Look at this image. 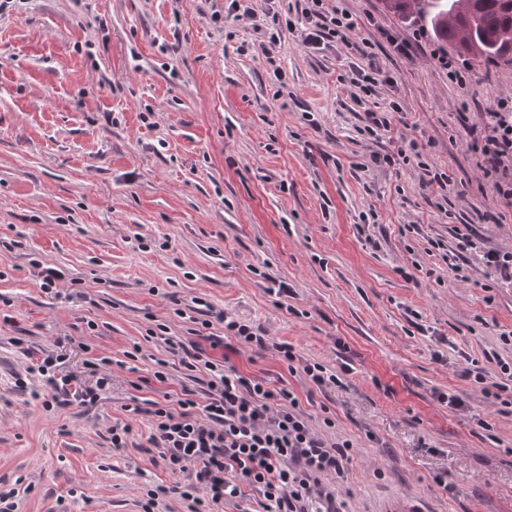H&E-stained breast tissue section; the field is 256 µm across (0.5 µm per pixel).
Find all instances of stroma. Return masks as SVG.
<instances>
[{
    "mask_svg": "<svg viewBox=\"0 0 512 512\" xmlns=\"http://www.w3.org/2000/svg\"><path fill=\"white\" fill-rule=\"evenodd\" d=\"M229 3L15 0L0 13V486L24 485L18 512H139L159 486L160 512H187L189 475L144 441L152 404L188 380L148 334L163 323L188 342L208 321L218 335L221 312L301 359L348 364L320 390L273 351L229 353L352 441L341 512H512V414L465 375L475 363L501 382L512 363V282L485 259L512 250V210L458 121L512 99V67L473 65L477 83L458 87L436 57L456 49L415 36L422 19L324 0L390 75L360 104L345 81L354 53L306 46L299 0H248L240 16ZM393 101L389 131L366 134V110ZM410 140L421 158L399 160ZM426 164L449 195L425 184ZM461 224L475 231L463 281L430 245L455 247ZM42 266L63 274L49 293ZM50 352L84 386L87 360L111 357V385L44 410L32 368ZM161 359L166 381H148ZM124 423L130 445L113 448Z\"/></svg>",
    "mask_w": 512,
    "mask_h": 512,
    "instance_id": "stroma-1",
    "label": "stroma"
}]
</instances>
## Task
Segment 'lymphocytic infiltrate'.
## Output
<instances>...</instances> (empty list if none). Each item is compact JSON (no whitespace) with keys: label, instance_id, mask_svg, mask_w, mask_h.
<instances>
[{"label":"lymphocytic infiltrate","instance_id":"f902f5d3","mask_svg":"<svg viewBox=\"0 0 512 512\" xmlns=\"http://www.w3.org/2000/svg\"><path fill=\"white\" fill-rule=\"evenodd\" d=\"M303 15L311 26L307 45L339 42L364 59V66L351 68L356 101L388 82L373 43L352 40L357 24L351 14L341 10L329 17L323 0H308ZM481 117L473 150L500 202L512 208V100H494ZM183 366L205 371L206 396L197 399L187 389L175 403H155L148 442L159 449L171 472L196 466V480L206 486L208 496L201 499L192 489L183 490L189 512H220L224 502L240 497L245 484L262 488L270 512H340L335 490L322 479L344 477L350 441L331 442L316 433L292 391L270 388L265 380L241 374L204 350L191 354ZM55 367L50 356L37 366L51 386L43 402L47 408L95 403L108 383L101 377L94 386L76 388L69 377L52 376Z\"/></svg>","mask_w":512,"mask_h":512}]
</instances>
